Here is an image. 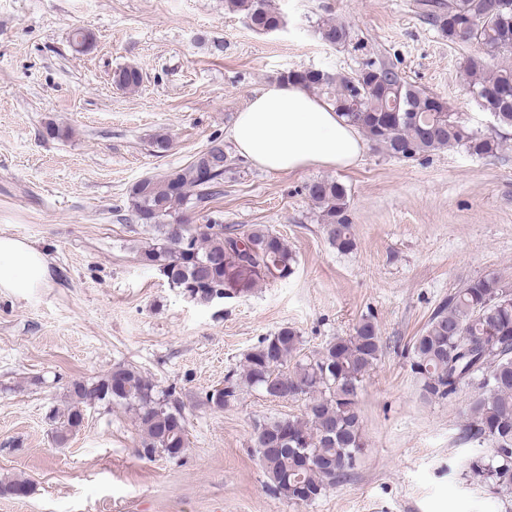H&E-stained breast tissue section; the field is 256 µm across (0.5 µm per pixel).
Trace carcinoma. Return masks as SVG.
Instances as JSON below:
<instances>
[{
	"label": "carcinoma",
	"mask_w": 512,
	"mask_h": 512,
	"mask_svg": "<svg viewBox=\"0 0 512 512\" xmlns=\"http://www.w3.org/2000/svg\"><path fill=\"white\" fill-rule=\"evenodd\" d=\"M257 31L275 30L281 13L271 0H228ZM427 16L448 42L476 43L483 51L464 62L468 88L480 107L501 127H512V98L490 101V88H512V0H448L435 3ZM323 42L336 47L350 30L332 21L319 25ZM294 81L322 95L346 121L371 142L398 159H412L463 146L478 156L492 155L500 142L472 127L442 98L418 88L392 67L371 63L353 74L318 69L289 71ZM113 83L138 89L141 69L117 68ZM229 166L224 141L214 137L187 165L163 176L139 180L129 196L137 223L155 232L140 258L159 270L170 287L202 300L229 288L232 270L246 272L239 291L290 277L296 253L284 238L264 225L246 232L222 224H194L192 214L220 194ZM306 196L318 210L330 245L339 252L356 246L349 219L350 193L334 179L308 183ZM300 336L282 327L244 354L224 386L206 394V403L224 410L248 391L275 390L284 400L305 401L300 416L273 417L255 428L258 460L274 493L294 499V484L312 493L333 486L355 465L365 447L359 395L365 375L379 361L383 346L371 318L361 319L347 336H338L310 355H301ZM410 368L421 394L445 401L464 386L473 390L462 439L483 440L488 456H475L467 472L498 494L512 496V290L494 276L456 289L431 314L409 346ZM66 412L52 416L58 442L81 426L92 400L121 405L134 412L141 432V456L180 457L187 447L186 421L176 391H158L137 369L117 363L93 382L75 381Z\"/></svg>",
	"instance_id": "cac0c4a2"
}]
</instances>
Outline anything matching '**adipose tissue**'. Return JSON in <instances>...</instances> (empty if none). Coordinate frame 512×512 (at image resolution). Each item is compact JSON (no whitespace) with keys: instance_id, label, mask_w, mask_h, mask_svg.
Masks as SVG:
<instances>
[{"instance_id":"adipose-tissue-1","label":"adipose tissue","mask_w":512,"mask_h":512,"mask_svg":"<svg viewBox=\"0 0 512 512\" xmlns=\"http://www.w3.org/2000/svg\"><path fill=\"white\" fill-rule=\"evenodd\" d=\"M230 136L238 153L269 172L348 168L360 159V132L302 86H263L238 112ZM52 277L48 257L22 239L0 235V294L24 297Z\"/></svg>"}]
</instances>
